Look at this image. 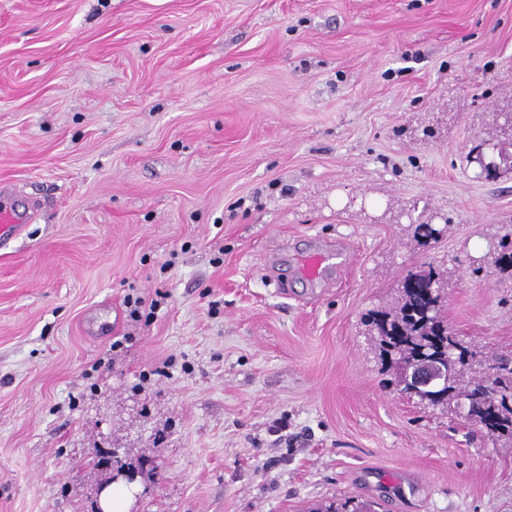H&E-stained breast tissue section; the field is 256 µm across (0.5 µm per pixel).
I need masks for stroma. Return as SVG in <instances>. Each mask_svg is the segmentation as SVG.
Listing matches in <instances>:
<instances>
[{
  "instance_id": "35a3bbf8",
  "label": "stroma",
  "mask_w": 512,
  "mask_h": 512,
  "mask_svg": "<svg viewBox=\"0 0 512 512\" xmlns=\"http://www.w3.org/2000/svg\"><path fill=\"white\" fill-rule=\"evenodd\" d=\"M506 112L512 0H0V182L39 204L0 248V512H95L106 449L128 512H512V441L399 394L368 324L431 264L512 350V166L470 161ZM498 247L494 265L499 273L512 278V229L500 238ZM337 257L334 249H318L302 259L301 274L310 282H318L324 278L331 260Z\"/></svg>"
}]
</instances>
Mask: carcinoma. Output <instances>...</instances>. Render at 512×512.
<instances>
[{
    "label": "carcinoma",
    "instance_id": "1",
    "mask_svg": "<svg viewBox=\"0 0 512 512\" xmlns=\"http://www.w3.org/2000/svg\"><path fill=\"white\" fill-rule=\"evenodd\" d=\"M495 267L512 278V230L498 242ZM401 301L390 311L371 316L375 348L381 362L394 370L396 385L423 404L457 402L466 417L493 438L512 440V353L488 354L448 329L443 315V272L416 267L399 284ZM430 363L437 381L418 386L403 378L402 368ZM317 512H371L350 501L332 502Z\"/></svg>",
    "mask_w": 512,
    "mask_h": 512
}]
</instances>
